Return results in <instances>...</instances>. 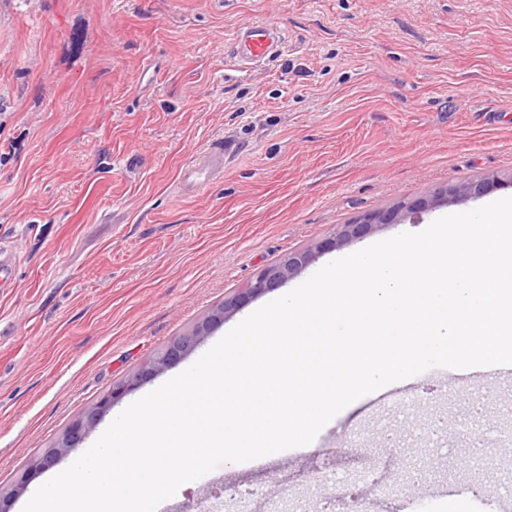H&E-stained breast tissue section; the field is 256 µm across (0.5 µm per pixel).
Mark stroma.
<instances>
[{
  "instance_id": "obj_1",
  "label": "stroma",
  "mask_w": 512,
  "mask_h": 512,
  "mask_svg": "<svg viewBox=\"0 0 512 512\" xmlns=\"http://www.w3.org/2000/svg\"><path fill=\"white\" fill-rule=\"evenodd\" d=\"M272 24L285 48L239 69L232 39ZM234 144L224 179L179 190L211 141ZM496 179L512 196V0H0V488L172 338L189 333L260 268L341 225L448 185ZM485 198L378 226L327 263ZM268 295L228 314L130 405L195 363ZM436 367L342 410L313 445L216 469L221 484L276 496L285 512H470L512 469V453L449 433L419 454L407 430L464 416L474 393L512 426V369L474 372L449 395ZM392 443L374 423L387 402ZM483 453L485 468L473 469ZM369 478H361L364 466ZM339 476L320 484L322 471ZM387 487L378 494L376 483Z\"/></svg>"
}]
</instances>
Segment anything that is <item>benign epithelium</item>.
I'll return each mask as SVG.
<instances>
[{"mask_svg": "<svg viewBox=\"0 0 512 512\" xmlns=\"http://www.w3.org/2000/svg\"><path fill=\"white\" fill-rule=\"evenodd\" d=\"M496 185L497 181L494 179L471 181L450 186L430 198L401 204L386 211L366 213L342 225L338 232L317 242L314 249L290 252L279 263L261 268L253 275L244 291L224 300V303L200 322L192 333L172 339L133 375L113 385L110 392L97 400L70 425L54 446L47 449L34 463L19 471L13 482V488L7 493L0 491V512H8L10 503L27 489L39 473L76 448L127 393L183 359L195 347L200 337L207 335L224 320V314L228 310L236 309L250 299L280 287L294 273L306 267L314 254L334 250L343 241L359 239L370 233L376 226L399 223V215L404 210H427L442 201L480 197L490 192Z\"/></svg>", "mask_w": 512, "mask_h": 512, "instance_id": "obj_1", "label": "benign epithelium"}]
</instances>
